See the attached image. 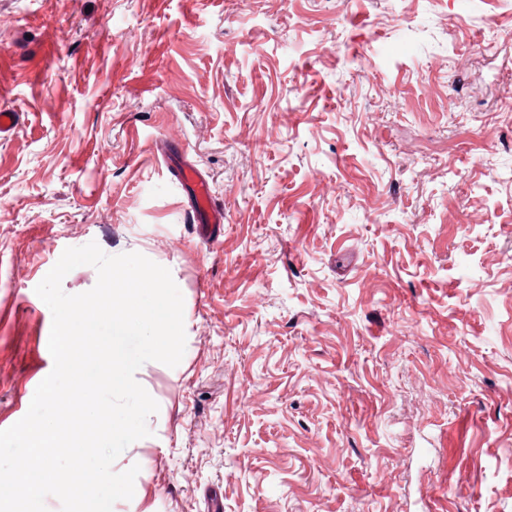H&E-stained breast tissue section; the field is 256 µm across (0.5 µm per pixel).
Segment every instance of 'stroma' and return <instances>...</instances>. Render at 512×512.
Listing matches in <instances>:
<instances>
[{
  "instance_id": "stroma-1",
  "label": "stroma",
  "mask_w": 512,
  "mask_h": 512,
  "mask_svg": "<svg viewBox=\"0 0 512 512\" xmlns=\"http://www.w3.org/2000/svg\"><path fill=\"white\" fill-rule=\"evenodd\" d=\"M1 107L0 430L93 241L184 301L113 512H512V0H0ZM178 175L193 192V211L195 215L200 217L198 222H204L206 224H224V211L213 206L211 186L207 178L193 166H180L178 168ZM201 217L204 219L201 220Z\"/></svg>"
}]
</instances>
